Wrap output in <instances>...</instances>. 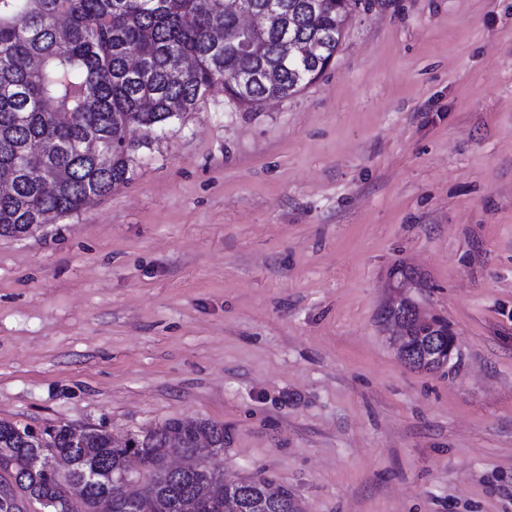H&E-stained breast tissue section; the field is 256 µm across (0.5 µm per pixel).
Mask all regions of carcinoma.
Segmentation results:
<instances>
[{"label": "carcinoma", "mask_w": 512, "mask_h": 512, "mask_svg": "<svg viewBox=\"0 0 512 512\" xmlns=\"http://www.w3.org/2000/svg\"><path fill=\"white\" fill-rule=\"evenodd\" d=\"M295 39L314 54L286 57L282 27L252 34L257 56L216 46L237 32L226 0H0V168L16 175L0 190V237L29 224L64 217L91 197H105L131 179L141 140L196 111L217 84L247 108L297 92L320 75L341 42L328 0H285ZM263 70L272 80L242 90L237 78ZM141 139L128 137L131 127ZM390 314L405 322L403 345L423 357L418 313L402 302ZM205 438L213 455L179 471L169 458L188 454ZM43 448L72 460L69 469L33 466ZM224 426L173 419L124 440L90 426L77 442L69 426L36 430L0 420V479L15 478L22 493L48 512H301L288 488L275 499L263 479L232 486L224 479ZM135 466L145 481L114 492L113 478Z\"/></svg>", "instance_id": "1"}]
</instances>
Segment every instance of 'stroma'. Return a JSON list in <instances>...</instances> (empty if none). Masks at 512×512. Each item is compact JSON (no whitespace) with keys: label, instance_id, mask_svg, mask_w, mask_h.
<instances>
[{"label":"stroma","instance_id":"obj_1","mask_svg":"<svg viewBox=\"0 0 512 512\" xmlns=\"http://www.w3.org/2000/svg\"><path fill=\"white\" fill-rule=\"evenodd\" d=\"M132 166L0 238V420H209L304 512H512V0H361L298 94L215 86ZM398 265L439 370L378 320Z\"/></svg>","mask_w":512,"mask_h":512}]
</instances>
